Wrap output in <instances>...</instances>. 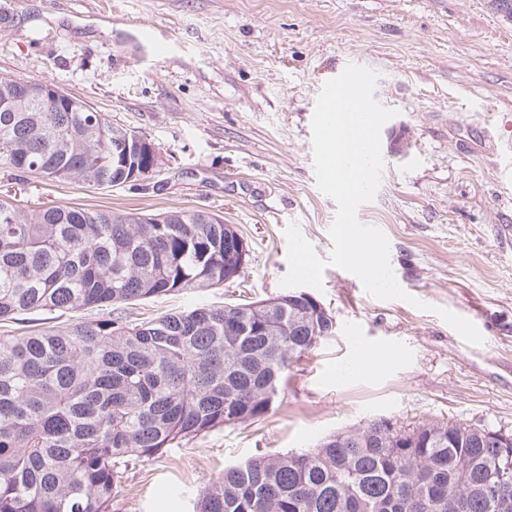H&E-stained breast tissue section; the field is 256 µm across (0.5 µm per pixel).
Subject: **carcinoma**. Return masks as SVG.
<instances>
[{
  "label": "carcinoma",
  "instance_id": "1",
  "mask_svg": "<svg viewBox=\"0 0 512 512\" xmlns=\"http://www.w3.org/2000/svg\"><path fill=\"white\" fill-rule=\"evenodd\" d=\"M128 130L101 112H0V169L103 190L127 177ZM0 201V321L98 311L64 326L0 335V512H112L127 472L185 440L260 419L293 357L335 329L283 292L140 322L123 306L224 284L231 224L174 211ZM405 443L373 421L314 448L224 469L193 512H512V466L482 428L430 422Z\"/></svg>",
  "mask_w": 512,
  "mask_h": 512
}]
</instances>
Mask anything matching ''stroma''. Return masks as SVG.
Returning a JSON list of instances; mask_svg holds the SVG:
<instances>
[{
  "mask_svg": "<svg viewBox=\"0 0 512 512\" xmlns=\"http://www.w3.org/2000/svg\"><path fill=\"white\" fill-rule=\"evenodd\" d=\"M141 38L178 49L151 69ZM350 63L377 72L374 97L396 111L380 187L357 216L387 236L409 301L328 267L315 297L335 332L293 360L272 410L135 465L112 512H193L225 467L379 418L512 432V18L494 0H0V77L53 83L157 151L149 179L99 191L0 170V199L202 209L249 247L236 279L139 302L133 320L282 293L292 223L327 257L336 205L317 186L311 121ZM371 349L379 363L358 372Z\"/></svg>",
  "mask_w": 512,
  "mask_h": 512,
  "instance_id": "1",
  "label": "stroma"
}]
</instances>
